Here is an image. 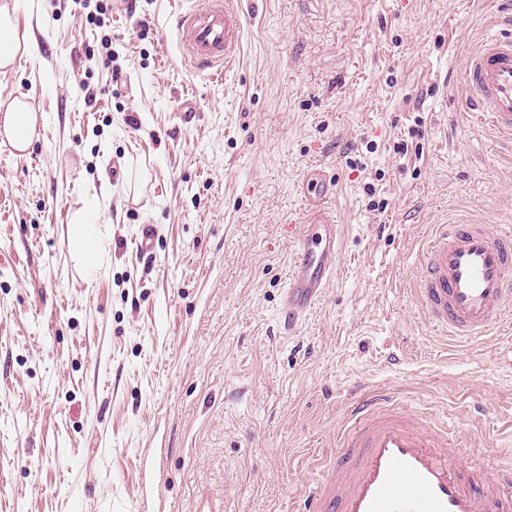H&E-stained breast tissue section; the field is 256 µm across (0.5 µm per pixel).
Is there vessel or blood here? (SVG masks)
<instances>
[{
  "mask_svg": "<svg viewBox=\"0 0 512 512\" xmlns=\"http://www.w3.org/2000/svg\"><path fill=\"white\" fill-rule=\"evenodd\" d=\"M177 29L201 69L229 64L242 39L236 13L223 0L183 13ZM477 114L512 136V12L497 33L467 57L462 73ZM334 180L313 167L301 180L302 221L294 227L295 256L287 272L279 317L295 329L335 277L344 227L329 208ZM415 293L433 329L466 343L490 335L512 315V226L436 224L419 251ZM321 491L300 500V512H512V459L494 485L476 492L462 465L471 448L453 425L417 422L377 386L348 410Z\"/></svg>",
  "mask_w": 512,
  "mask_h": 512,
  "instance_id": "vessel-or-blood-1",
  "label": "vessel or blood"
}]
</instances>
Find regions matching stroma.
<instances>
[{
  "mask_svg": "<svg viewBox=\"0 0 512 512\" xmlns=\"http://www.w3.org/2000/svg\"><path fill=\"white\" fill-rule=\"evenodd\" d=\"M206 2L128 0L107 31L74 0H0L37 45L0 73V103L37 115L27 159L0 136V512H295L383 384L469 428L483 484L512 448V328L435 335L410 285L431 225H512V140L461 79L512 0H231L235 60L200 70L176 16ZM107 32L108 68L85 56ZM313 166L345 240L289 335L286 220ZM96 211L85 210L75 214L73 224L76 236L83 241L86 247L88 260L91 264L95 263L96 251L94 241L96 238L95 226L97 225ZM99 217V216H98Z\"/></svg>",
  "mask_w": 512,
  "mask_h": 512,
  "instance_id": "stroma-1",
  "label": "stroma"
}]
</instances>
